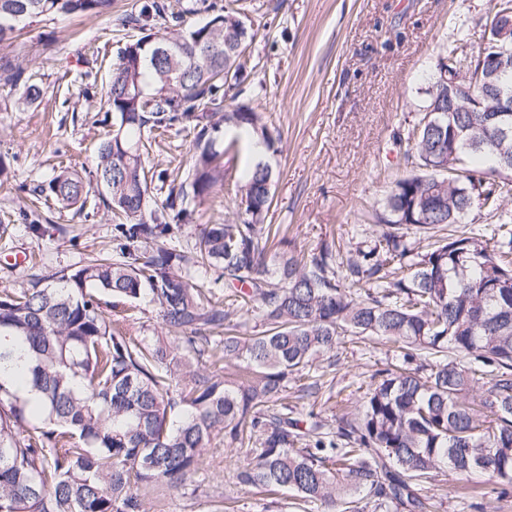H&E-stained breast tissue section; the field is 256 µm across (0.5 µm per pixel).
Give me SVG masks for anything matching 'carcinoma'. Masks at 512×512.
Returning a JSON list of instances; mask_svg holds the SVG:
<instances>
[{
	"instance_id": "obj_1",
	"label": "carcinoma",
	"mask_w": 512,
	"mask_h": 512,
	"mask_svg": "<svg viewBox=\"0 0 512 512\" xmlns=\"http://www.w3.org/2000/svg\"><path fill=\"white\" fill-rule=\"evenodd\" d=\"M238 0L203 25H184L167 0H145L126 20L138 35L112 64L106 105L117 125L100 143L94 176L104 208L121 220L115 258L34 278L0 291V365L27 346L31 401L0 377V512H149L147 493L180 489L219 435L250 449L236 483L288 491L326 512H424L419 487L447 470L483 473L512 485V66L487 82L483 48L448 41L426 104L407 139L412 171L395 180L378 215L380 231L340 254L269 246L273 169L260 161L235 183L238 216L209 224L190 251L168 238L224 185L234 127L276 151L280 135L241 94L245 50L257 35ZM112 0H0V42L44 15H95ZM174 23L177 32L155 29ZM174 38L171 54L160 46ZM24 70L0 60V79ZM456 111H448V102ZM195 131L191 163L173 169L160 207L150 210L145 133ZM50 190L84 207L90 185L64 169ZM498 217L491 239L440 234L473 210ZM415 231L427 241L408 240ZM150 242V252L137 244ZM210 270L220 299L191 283ZM112 307L150 296L165 344L112 326ZM380 336L403 365L376 370L357 412L336 430L309 414L288 416V378L336 350L344 336ZM245 364L233 380L193 368L190 357ZM484 381L485 389L474 394Z\"/></svg>"
}]
</instances>
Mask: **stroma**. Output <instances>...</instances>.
<instances>
[{"mask_svg":"<svg viewBox=\"0 0 512 512\" xmlns=\"http://www.w3.org/2000/svg\"><path fill=\"white\" fill-rule=\"evenodd\" d=\"M143 0H114L96 16H41L18 36L0 43V57L19 64L41 88L22 104V86L0 82V160L9 173L0 181V289L20 291L34 276L73 271L101 254H115L120 240L98 193L83 210L60 205L47 187L59 167L89 175L99 143L114 131L101 100L109 69L125 44L124 21ZM495 0H242L260 21L252 69L241 79V102L265 112L281 136L269 162L278 178L269 220L292 248L322 242L350 249L377 232L374 213L406 166L394 133H408L456 29L484 27ZM193 137L171 129L152 144L154 171L189 161ZM249 165L240 152L225 165L224 187L175 230L177 249L193 243L205 225L235 219L238 208L226 186ZM129 335L165 337L149 300L108 309ZM379 338L346 337L335 364L314 362L322 375L315 395L303 394L309 375L288 383V410L335 421L356 412L372 376L397 357ZM244 448L212 442L192 481L161 489L150 512H291V495L269 498L236 484L233 474ZM426 512H512V487L476 473L461 485L439 473L421 492Z\"/></svg>","mask_w":512,"mask_h":512,"instance_id":"obj_1","label":"stroma"}]
</instances>
